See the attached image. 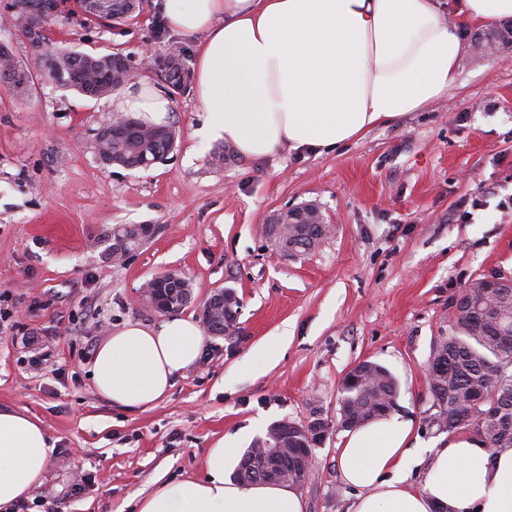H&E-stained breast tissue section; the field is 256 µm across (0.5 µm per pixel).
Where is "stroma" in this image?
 <instances>
[{
	"label": "stroma",
	"instance_id": "1",
	"mask_svg": "<svg viewBox=\"0 0 512 512\" xmlns=\"http://www.w3.org/2000/svg\"><path fill=\"white\" fill-rule=\"evenodd\" d=\"M167 3L149 0L118 28L79 13L54 19L49 44L135 59L180 47L195 67L196 43L169 29ZM16 12V0H0V44L34 82L23 94L0 86V407L38 417L55 452L14 512H136L157 478L205 477L219 439L250 445L274 422L315 419L330 429L300 489L304 512H349L338 399L363 361L397 377L396 413L421 447L442 439L431 423L432 345L449 331L455 295L512 274V44L476 50L491 25H463L459 85L447 98L322 155L247 160L205 141L190 90L171 99L177 138L166 161L127 170L95 155L94 133L115 115L111 97L89 99L49 77L18 36ZM305 203L330 231L307 252L283 253L267 221ZM117 224L160 231L117 264L107 254ZM166 272L190 282L183 315L194 320L213 290L234 289L240 332L232 343L206 336L201 359L153 407L112 405L92 386L96 346L123 324L163 320L135 296Z\"/></svg>",
	"mask_w": 512,
	"mask_h": 512
}]
</instances>
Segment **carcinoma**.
Returning a JSON list of instances; mask_svg holds the SVG:
<instances>
[{"instance_id": "1", "label": "carcinoma", "mask_w": 512, "mask_h": 512, "mask_svg": "<svg viewBox=\"0 0 512 512\" xmlns=\"http://www.w3.org/2000/svg\"><path fill=\"white\" fill-rule=\"evenodd\" d=\"M115 0L116 9L102 15L95 14L88 21L98 24L120 25L135 18L145 8V0H137L136 10L124 11ZM103 60V55H91L76 50H65L53 60L42 59L48 73L82 95L94 93L100 98L112 93L124 83V77L112 76L90 67L89 60ZM168 92L183 94L191 84L187 67L162 74ZM31 80L29 68L15 62L10 49L0 46V84L12 86L22 80ZM97 137L106 140L110 152L100 154L101 160L114 157L137 159L141 156L154 160L165 153L164 140L149 129L131 131L126 136H112V128L98 130ZM282 224L267 225V233L283 252L303 253L301 245L314 247L308 237V225L291 224L283 234ZM496 310L484 314L477 309L484 292L472 283L451 305V331L439 337L432 346L430 362L443 366L442 376H428V391L436 409L433 424L441 432L467 430L486 447L512 448V398L503 399V393L512 392V329L504 319L512 316V288L493 290ZM344 405L340 408L339 424L351 431L383 417L397 407L399 386L397 379L383 365L364 361L356 364L345 375L342 383ZM233 478L243 486L271 483L273 479L261 471L259 465H249L240 459Z\"/></svg>"}]
</instances>
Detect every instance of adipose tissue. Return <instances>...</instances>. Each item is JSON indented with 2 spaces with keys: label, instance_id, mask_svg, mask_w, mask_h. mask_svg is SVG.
<instances>
[{
  "label": "adipose tissue",
  "instance_id": "ef3b65f1",
  "mask_svg": "<svg viewBox=\"0 0 512 512\" xmlns=\"http://www.w3.org/2000/svg\"><path fill=\"white\" fill-rule=\"evenodd\" d=\"M166 20L198 42L195 94L211 116L203 136L250 160L285 148L328 153L422 111L457 86L464 53L440 0H179ZM112 107L158 124L171 102L141 81ZM203 347L201 327L187 318L126 324L98 344L93 387L111 404L150 408ZM53 448L40 419L0 407V512L32 497ZM236 452L235 441L218 440L204 478L156 482L138 512H302L289 487L229 480ZM423 454L415 488L405 468ZM338 460L357 491L351 512H512V448L493 452L471 435L426 450L411 421L389 415L349 431Z\"/></svg>",
  "mask_w": 512,
  "mask_h": 512
}]
</instances>
